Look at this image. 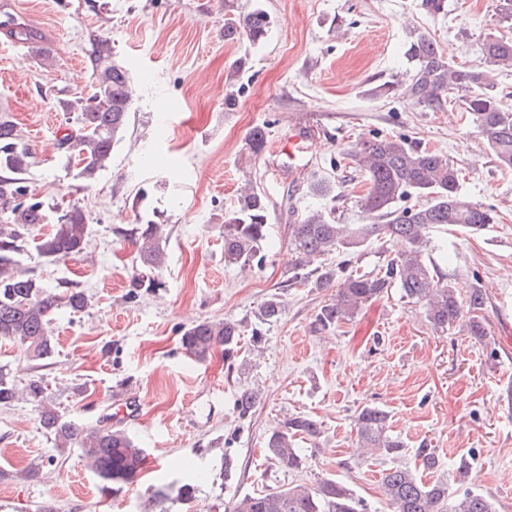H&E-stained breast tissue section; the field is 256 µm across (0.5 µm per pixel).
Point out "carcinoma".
I'll return each instance as SVG.
<instances>
[{
    "label": "carcinoma",
    "instance_id": "cac0c4a2",
    "mask_svg": "<svg viewBox=\"0 0 512 512\" xmlns=\"http://www.w3.org/2000/svg\"><path fill=\"white\" fill-rule=\"evenodd\" d=\"M267 16L254 11L242 19L224 24V35L243 33L253 41L265 37ZM483 65L457 67L445 56L431 33L420 27L409 32L405 51L407 68L372 89L373 98L405 94L436 111L454 91H462L464 112L476 126L486 150L497 165L512 169V109L496 93V73L512 69V40L486 37L480 44ZM133 92L125 68L114 61L96 72L94 92L74 118L73 129L59 139L67 158L77 159L79 176L91 180L105 169L120 142L131 111ZM267 141L263 127L251 130L246 145L258 154ZM31 154L19 144L15 125L0 119V338L18 343L30 361H42L53 354L50 329L55 310L65 306L74 312L88 306L82 291L62 295L50 291L43 282L22 267L20 256L28 245L32 229L44 224L48 212L44 203L28 197V187L20 175L30 164ZM347 165L365 177L367 189L360 197L367 224H338L330 215L309 210L292 225L293 261L291 281L329 288L339 281L336 294L317 315L326 330L351 319L388 288H401L403 296L417 304L425 320L436 331H451L463 324L471 336L483 339V311L486 295L474 284L461 293L451 277L440 273L431 261L432 234L448 225H459L479 232L499 221L491 206L473 203L459 192V173L448 157L430 151L419 143L396 136L363 138L344 153ZM415 196L422 203L401 207L399 203ZM268 202L253 186L244 188L234 207L224 211L221 225L224 237V264L250 269L263 259L268 239ZM164 225L149 222L116 226L113 234L139 243V272L130 283L129 296L154 293L164 288L161 271L166 262L162 247ZM90 226L75 204L56 213L53 232L35 242L38 254L50 261L81 255L89 238ZM395 240L400 250L388 257L375 274L346 272L347 260L335 268L315 261L334 251L351 255L375 242ZM285 304L275 292L266 297L259 316L266 322L281 318ZM470 317H465V314ZM241 324L234 320H203L189 326L180 338L182 350L197 361H205L217 348L224 349V360L241 355ZM36 403L41 426L54 436L60 450L77 446L102 481V491L119 493L138 480L147 450L126 430L112 426V419L84 428L59 414L40 379L19 387L11 370L0 366V408L21 399ZM260 393L246 388L239 392L235 408L239 417L251 416L260 403ZM361 447L392 457L395 465L385 470L381 487L393 512H496L491 499L481 493L464 492L449 498L448 480L424 482L406 464L405 445L390 433L389 415L377 405L364 407L356 418ZM321 434L317 420L308 415L292 416L273 427L266 438L268 456L284 471L302 468L303 457L295 449L296 437L316 439ZM232 512H366L363 501L344 484L325 479L315 487L288 484L246 494Z\"/></svg>",
    "mask_w": 512,
    "mask_h": 512
}]
</instances>
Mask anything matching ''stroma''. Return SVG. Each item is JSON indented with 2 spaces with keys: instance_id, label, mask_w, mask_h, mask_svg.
<instances>
[{
  "instance_id": "obj_1",
  "label": "stroma",
  "mask_w": 512,
  "mask_h": 512,
  "mask_svg": "<svg viewBox=\"0 0 512 512\" xmlns=\"http://www.w3.org/2000/svg\"><path fill=\"white\" fill-rule=\"evenodd\" d=\"M499 5L445 0L433 15L424 0H0V11L37 34L23 44L0 31V117L31 152L25 182L46 204H78L91 226L77 258L51 262L33 249L21 258L52 292L84 291L87 308L58 310L51 358L35 365L0 341V365L18 384L42 379L66 419L93 427L111 417L148 452L142 477L106 495L80 449H57L36 407L0 408V512H143L150 488L189 481L194 501L170 512H227L244 495L327 478L353 489L368 512H391L380 482L392 458L357 448L354 420L367 405L388 412L406 462L423 444L436 449L440 475L467 459L450 494L470 489L512 512V170L491 158L459 101L433 111L369 95L405 70L414 26L455 65L479 66L482 39H512ZM256 9L269 21L265 38L225 40V22ZM101 43L127 69L134 100L110 166L87 181L57 141L70 103L93 93ZM257 126L267 142L256 155L246 139ZM371 136H404L447 155L461 193L496 208L499 221L485 230L432 238L431 256L457 288L486 289L484 339L434 331L397 287L323 330L316 316L333 289L290 284L291 226L306 209L365 223L366 183L342 151ZM325 176L332 194L314 196ZM247 181L269 201L270 235L261 265L242 271L224 264L220 226ZM150 221L169 228L165 286L131 299L137 246L112 228ZM274 292L286 310L260 323L256 311ZM204 319L242 321L244 371L229 370L220 350L202 363L184 354L183 328ZM247 386L261 401L242 419L234 404ZM122 389L136 402L128 416L114 401ZM303 414L321 436L298 442L305 464L286 472L267 460L265 439Z\"/></svg>"
}]
</instances>
